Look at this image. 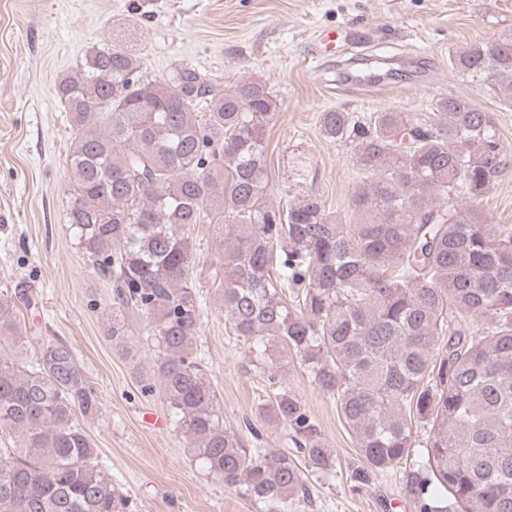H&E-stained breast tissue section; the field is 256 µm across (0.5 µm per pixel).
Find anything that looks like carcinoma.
<instances>
[{
  "mask_svg": "<svg viewBox=\"0 0 512 512\" xmlns=\"http://www.w3.org/2000/svg\"><path fill=\"white\" fill-rule=\"evenodd\" d=\"M451 63L512 95V33ZM56 90L73 131L68 224L112 288V345L130 354L128 318L146 322L153 377L192 459L261 512H292L309 496L305 470H335L315 417L281 381L285 354L355 438L354 488L403 464L419 512H512V225L474 205L509 164L490 113L459 97L437 99L428 123L320 113L323 137L350 146L364 173L345 224L315 193L285 210L267 202L277 112L260 79L226 87L189 65L154 78L112 39ZM195 224L217 229L211 279L267 378L258 415L285 428L290 449L224 424L193 343ZM21 305L36 316L32 286L0 296V512H116L119 489L77 419L96 400L76 353L30 335Z\"/></svg>",
  "mask_w": 512,
  "mask_h": 512,
  "instance_id": "cac0c4a2",
  "label": "carcinoma"
}]
</instances>
